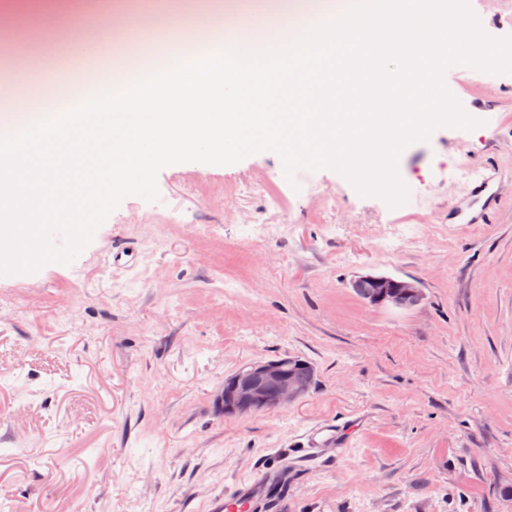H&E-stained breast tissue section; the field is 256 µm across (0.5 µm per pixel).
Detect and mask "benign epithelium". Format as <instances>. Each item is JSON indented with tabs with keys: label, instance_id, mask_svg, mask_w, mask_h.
<instances>
[{
	"label": "benign epithelium",
	"instance_id": "1",
	"mask_svg": "<svg viewBox=\"0 0 512 512\" xmlns=\"http://www.w3.org/2000/svg\"><path fill=\"white\" fill-rule=\"evenodd\" d=\"M351 287L362 290L365 303L374 307L410 309L424 299L413 279L365 274L356 276ZM315 376L314 366L299 356L254 360L224 378L215 396V408L226 417L283 408L306 396Z\"/></svg>",
	"mask_w": 512,
	"mask_h": 512
}]
</instances>
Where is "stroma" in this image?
<instances>
[{"instance_id":"stroma-1","label":"stroma","mask_w":512,"mask_h":512,"mask_svg":"<svg viewBox=\"0 0 512 512\" xmlns=\"http://www.w3.org/2000/svg\"><path fill=\"white\" fill-rule=\"evenodd\" d=\"M512 37V0H468ZM44 65L66 35L23 22ZM471 129L441 125L397 162L405 202L337 170L288 182L267 151L163 168L71 263L0 274V512H210L262 468L301 469L288 512H512V73L455 64ZM490 177L495 215L470 190ZM360 274L413 278L410 309L373 307ZM298 355L303 399L227 418L225 376ZM361 425L335 459L307 432Z\"/></svg>"}]
</instances>
